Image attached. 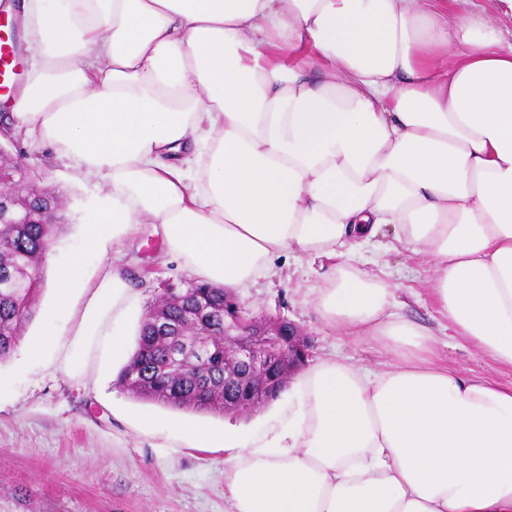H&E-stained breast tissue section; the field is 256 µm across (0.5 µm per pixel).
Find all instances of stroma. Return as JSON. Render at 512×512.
<instances>
[{
  "label": "stroma",
  "instance_id": "stroma-1",
  "mask_svg": "<svg viewBox=\"0 0 512 512\" xmlns=\"http://www.w3.org/2000/svg\"><path fill=\"white\" fill-rule=\"evenodd\" d=\"M0 147L65 201L67 224L44 257L43 287L25 339L63 326L54 271L81 251L83 277L114 261L136 290L137 306L123 327L126 349H135L149 304L167 289L189 288L194 275L169 255L164 238L149 223L137 225L118 254L86 250L81 226L99 196L94 184L74 183L66 159L25 134L0 141ZM355 259L360 269L377 274L394 291L402 317L431 330L436 353L450 369L512 381L511 368L442 329L427 298L433 270L414 245L394 241L391 227L382 228L375 245L359 247ZM276 270L275 276L238 289L251 316L281 317L302 328L311 339L309 364L336 356L358 367L382 368L388 359L385 338L347 336L321 320L316 297L330 272L328 261L283 257ZM125 361L124 354L92 350L84 377L28 362L21 347L0 362V378L12 387L9 397L0 400V512H224L223 451L177 447L176 425L229 426L250 440L278 430L292 411L284 393L247 416L191 413L139 401L116 383ZM144 414L165 422L166 431L139 433L136 420Z\"/></svg>",
  "mask_w": 512,
  "mask_h": 512
}]
</instances>
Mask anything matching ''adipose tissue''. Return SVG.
<instances>
[{
    "label": "adipose tissue",
    "instance_id": "obj_1",
    "mask_svg": "<svg viewBox=\"0 0 512 512\" xmlns=\"http://www.w3.org/2000/svg\"><path fill=\"white\" fill-rule=\"evenodd\" d=\"M22 0L29 55L4 135L25 132L95 181L85 222L106 252L156 225L173 258L226 289L277 257L333 261L322 319L383 336L374 372H300L291 424L220 448L226 512H512V384L451 370L430 331L354 267L382 226L421 246L449 330L512 367V0ZM56 272L67 329L32 362L82 375L122 349L138 296L123 269Z\"/></svg>",
    "mask_w": 512,
    "mask_h": 512
}]
</instances>
